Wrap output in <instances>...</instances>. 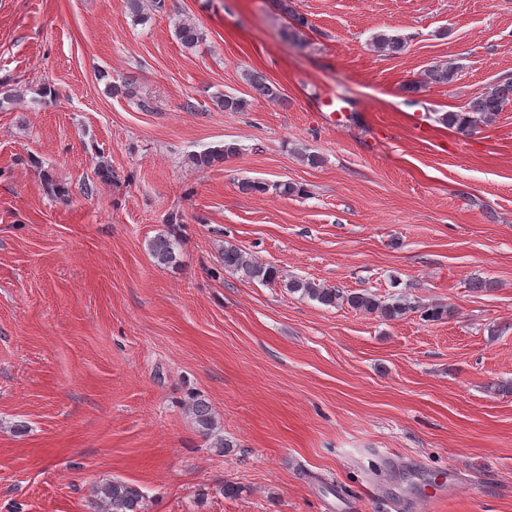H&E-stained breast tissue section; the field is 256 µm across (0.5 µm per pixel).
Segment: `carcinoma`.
I'll return each mask as SVG.
<instances>
[{
	"mask_svg": "<svg viewBox=\"0 0 512 512\" xmlns=\"http://www.w3.org/2000/svg\"><path fill=\"white\" fill-rule=\"evenodd\" d=\"M175 38L182 47L191 49L199 42L200 35L195 25L188 20L179 23L175 28ZM375 51L388 56L402 53L405 49L404 39L397 34L381 31L372 37ZM458 67L448 62L431 67L425 73L424 80L419 85L450 84L455 81ZM248 81L258 95L271 101L281 97L280 90L267 82L261 75L251 74ZM512 101V82L498 84L488 91L471 98L463 110L445 112L438 121L450 128L466 131L478 123H488L502 111L503 107ZM240 147L234 143H225L203 153L191 157V163L198 169L212 168L224 162V159L239 154ZM241 189L247 193H267L269 191L283 197L299 196L303 189L293 183L262 181H245ZM180 239L176 230L171 229L160 233L148 243V250L156 265L173 268L178 263V248ZM219 266L224 270L239 272L249 280L274 282L278 278L276 269L260 263L230 245L224 247L219 255ZM288 291L319 302L324 306L336 307L348 305L351 309L368 314H376L386 320H394L406 314L411 305L401 300L386 302L377 295L366 290L347 291L339 287L326 286L310 280L293 279L286 284ZM198 431L212 440L214 448H232V441L224 438L216 431V421L211 406L204 400L194 401L188 408ZM97 507L101 512H143V495L139 488L120 480L99 484L94 489Z\"/></svg>",
	"mask_w": 512,
	"mask_h": 512,
	"instance_id": "carcinoma-1",
	"label": "carcinoma"
}]
</instances>
